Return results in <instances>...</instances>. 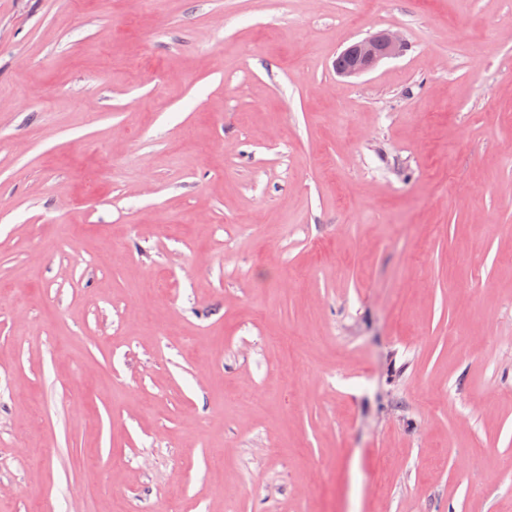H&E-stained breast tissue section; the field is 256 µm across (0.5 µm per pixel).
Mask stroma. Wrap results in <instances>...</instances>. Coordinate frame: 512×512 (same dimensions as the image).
<instances>
[{
  "label": "stroma",
  "mask_w": 512,
  "mask_h": 512,
  "mask_svg": "<svg viewBox=\"0 0 512 512\" xmlns=\"http://www.w3.org/2000/svg\"><path fill=\"white\" fill-rule=\"evenodd\" d=\"M117 498L512 512V0H0V512ZM403 47L400 36L391 30L372 33L353 42L337 56L336 74L343 78L359 77L381 61L399 55Z\"/></svg>",
  "instance_id": "1"
}]
</instances>
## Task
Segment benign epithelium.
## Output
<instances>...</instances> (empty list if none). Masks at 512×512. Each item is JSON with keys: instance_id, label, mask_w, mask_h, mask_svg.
<instances>
[{"instance_id": "obj_1", "label": "benign epithelium", "mask_w": 512, "mask_h": 512, "mask_svg": "<svg viewBox=\"0 0 512 512\" xmlns=\"http://www.w3.org/2000/svg\"><path fill=\"white\" fill-rule=\"evenodd\" d=\"M403 50L400 36L391 30H380L347 46L336 58V74L343 78L359 77L373 70L381 61L399 55Z\"/></svg>"}]
</instances>
